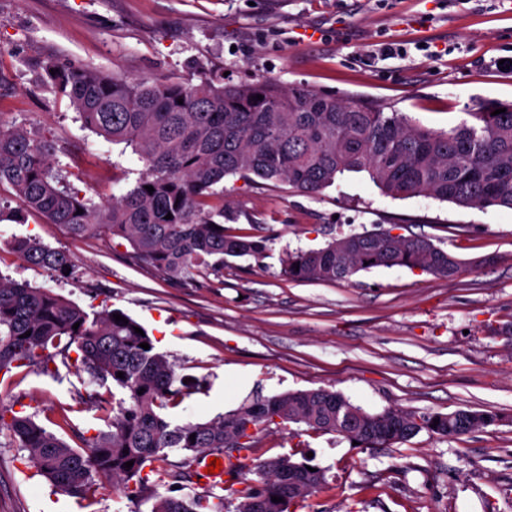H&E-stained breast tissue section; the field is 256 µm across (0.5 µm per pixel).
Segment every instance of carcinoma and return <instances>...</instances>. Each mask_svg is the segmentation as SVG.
I'll return each mask as SVG.
<instances>
[{"label": "carcinoma", "instance_id": "carcinoma-1", "mask_svg": "<svg viewBox=\"0 0 512 512\" xmlns=\"http://www.w3.org/2000/svg\"><path fill=\"white\" fill-rule=\"evenodd\" d=\"M41 68L84 128L131 149L144 169L125 193L98 205L55 166L53 133L0 122V188L8 186L22 210L63 225L74 237L128 242L133 256L165 279L189 281L201 266L221 269L226 257H249L258 265L266 258V239L228 233L224 206L212 203L224 197L216 187L228 176L263 186L285 183L316 195L339 174L365 171L394 198L425 196L463 208L512 209L509 102L485 100L470 119L437 131L403 112L264 80L132 79L53 58ZM500 108L506 112L494 114ZM11 245L33 265L74 282L82 278L64 250L31 237H15ZM461 266L428 236L364 231L334 237L319 249L288 253L281 275L348 282L360 271L406 267L450 278ZM115 314L128 322L115 321ZM137 327L142 324L118 309L89 313L46 289L0 275L1 374L23 367L54 374L59 357L122 394L112 400L94 394L105 404L106 429L82 438L81 450L32 416L0 407V430L24 451L22 459L54 490L78 498L86 508L98 503L101 485L112 482L131 502L155 498L151 512H300L307 497L326 484L325 470L309 471L312 459L304 452L299 460L260 458L256 434L272 424L303 423L312 432L336 435L347 428L359 446L376 448L407 442L423 430L457 437L502 421L497 411L487 409L448 415L389 407L370 413L339 392L319 388L256 398L225 416L175 424L166 409L190 394L192 385L177 377L167 355L156 350L149 334L136 333ZM119 372L123 377H117ZM338 405L360 416L338 426ZM235 444L238 454L224 452ZM165 450L179 460L158 471L152 463ZM194 452L220 455L232 475L247 470L256 479L230 499L214 484L184 496L185 483L197 476ZM131 460L133 466L125 468ZM164 482L168 494L162 496L156 487ZM274 496L281 501L273 502Z\"/></svg>", "mask_w": 512, "mask_h": 512}]
</instances>
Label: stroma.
Returning <instances> with one entry per match:
<instances>
[{"label": "stroma", "mask_w": 512, "mask_h": 512, "mask_svg": "<svg viewBox=\"0 0 512 512\" xmlns=\"http://www.w3.org/2000/svg\"><path fill=\"white\" fill-rule=\"evenodd\" d=\"M48 58L130 78L204 72L235 84L299 85L445 130L478 101L512 102V0H0V121L54 133L69 182L101 204L143 164L83 127L42 80ZM224 186L225 227L265 237L262 264L229 257L221 272L170 282L129 245L75 238L27 212L0 222V274L141 323L177 375L198 385L170 409L179 423L226 414L231 369L247 377L242 403L324 388L371 413L486 408L503 416L468 435L423 431L380 448L270 425L258 435L266 457L292 454L302 440L326 472L307 512H512V211L392 198L364 172L337 176L314 196L235 176ZM372 230L429 236L464 266L450 279L405 267L336 283L281 277L286 252ZM15 236L66 250L82 280L25 262L11 248ZM99 389L69 366L52 375L20 368L0 375V404L77 446L105 427L92 398ZM66 407L70 425L57 427ZM0 512L84 510L33 476L2 430Z\"/></svg>", "instance_id": "1"}]
</instances>
